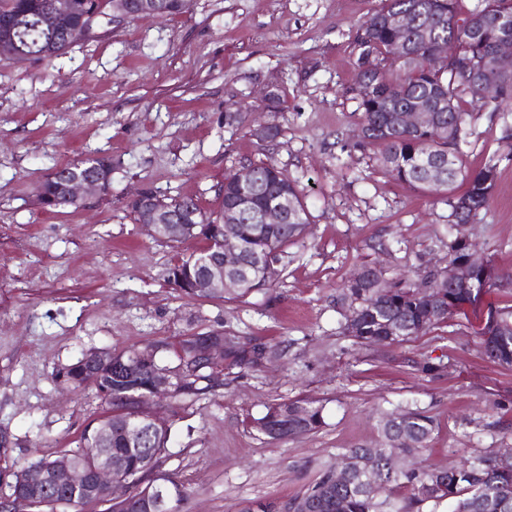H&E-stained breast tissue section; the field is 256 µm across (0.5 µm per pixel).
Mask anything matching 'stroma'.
Here are the masks:
<instances>
[{"instance_id":"1","label":"stroma","mask_w":512,"mask_h":512,"mask_svg":"<svg viewBox=\"0 0 512 512\" xmlns=\"http://www.w3.org/2000/svg\"><path fill=\"white\" fill-rule=\"evenodd\" d=\"M379 0H192L189 13L126 20L53 62L0 58V436L7 464L74 448L103 409L94 391L57 384L58 365L89 348L229 327L276 344L261 372L229 374L182 412L163 464L188 488L181 512H240L288 500L347 448L379 447L381 414L416 406L439 428L421 455L440 468L512 449V367L489 359L475 332L512 303V157L500 160L487 209L467 236L493 289L447 324L399 345L361 348L340 333L336 297L365 264L387 277L448 263V209L436 193L395 181L359 144L352 89L359 24ZM278 91L275 111L266 94ZM246 112L224 125L228 106ZM480 169L503 151L499 124L465 99ZM281 135L261 143L257 122ZM112 160V192L83 208L39 205L50 167ZM259 160L299 177L310 224L288 251L273 297L182 296L167 279L198 240L164 243L126 209L130 194L190 196L216 208L224 175ZM446 371L423 373V362ZM325 407L318 432L272 442L250 426L268 403Z\"/></svg>"}]
</instances>
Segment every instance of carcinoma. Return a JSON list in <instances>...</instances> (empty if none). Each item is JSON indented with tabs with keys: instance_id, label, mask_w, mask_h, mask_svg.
Returning a JSON list of instances; mask_svg holds the SVG:
<instances>
[{
	"instance_id": "cac0c4a2",
	"label": "carcinoma",
	"mask_w": 512,
	"mask_h": 512,
	"mask_svg": "<svg viewBox=\"0 0 512 512\" xmlns=\"http://www.w3.org/2000/svg\"><path fill=\"white\" fill-rule=\"evenodd\" d=\"M59 0H0V36L17 45L22 60H51L67 52L73 43L67 29H49L43 14ZM71 5L68 26L78 25L88 14L111 22L112 0H66ZM409 12L411 23L398 35L385 24L393 13ZM468 26L456 25V18ZM404 41L403 48L394 44ZM512 41V0H471L465 9L461 0H381L379 6L359 26L354 37L357 49V83L353 89L357 110L362 114L360 145L376 149L378 164L398 181L417 188L442 190L448 206L449 262L462 259L469 244L465 234L491 198L499 157H487L483 166L472 172L465 162L470 147L468 114L459 101L469 96L493 103L491 117L501 123L500 142L512 154V73L494 74L485 83L471 82L472 72L488 55L492 43ZM453 42L457 55L444 62L435 57L436 45ZM414 107L438 111L439 120L422 131L409 133L399 128L395 116ZM446 164L444 176L429 173L430 161ZM255 186L250 190L251 211L224 219V230L234 233L242 243L238 263L245 267L243 287L222 296L241 300L267 294L276 281L268 280L250 267L253 258L264 252L278 263L288 257V249L301 240V225L310 223V212L299 180L267 161L253 164ZM77 165L54 166L41 183L42 204L67 208L62 200L59 176L80 173ZM242 187L236 176L224 177V199L218 210L230 212L240 198ZM157 204L179 218L200 224L198 237L205 245L187 258L178 260L171 271L185 279L199 270L198 262L210 254L213 214L205 212L191 197H155ZM288 206V223L261 224L258 213L271 205ZM447 276V268L433 270L418 280L384 277L345 281L340 301L347 306L343 335L357 346H383L400 343L448 321V316L472 304L494 286L491 278L477 281L473 288H439L433 302L423 294ZM214 330L194 332L175 342L154 340L142 346L107 354L90 349L76 361L59 366L55 380L75 391L92 388L104 401L98 419L83 430L75 449L67 452L78 466L92 469L104 454L131 483L127 501L112 503L105 512H159L154 488L162 486L169 500L167 512H178L188 488L161 469L167 457L171 428L180 411L193 406L224 386V371H259L280 356L278 348L260 338L231 333L224 351V369L198 363L195 337ZM485 354L497 363L512 366V306L489 310L484 325L476 332ZM164 369L173 377L174 388L162 395L170 408L167 424L148 426L134 434L130 399L149 392L155 370ZM108 420L111 431L102 440L96 433L99 421ZM325 424L324 407L306 398L275 401L252 420V428L271 442H280L315 433ZM438 427L436 419L415 407L385 413L379 420L380 448H348L342 455L350 475L338 484L335 469L324 467L318 478L286 505H308L309 512H422L428 502H457L453 512H512V460L502 461L497 454L465 458L450 470L431 465H398L395 458L414 457L428 448ZM410 435L403 441L402 434ZM53 459L37 456L17 468L0 466V498L21 512L28 494L20 474L32 468H46ZM104 503V496L92 491L48 488L35 500L33 512H64Z\"/></svg>"
}]
</instances>
